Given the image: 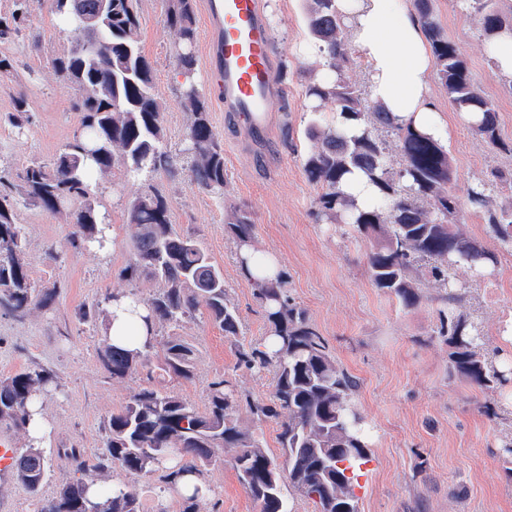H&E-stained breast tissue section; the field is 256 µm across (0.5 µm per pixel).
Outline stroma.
<instances>
[{"label": "stroma", "instance_id": "obj_1", "mask_svg": "<svg viewBox=\"0 0 512 512\" xmlns=\"http://www.w3.org/2000/svg\"><path fill=\"white\" fill-rule=\"evenodd\" d=\"M273 32L277 66L287 69L267 138L249 140L239 119L223 111L207 69L208 23L197 11L198 65L195 78L207 91L213 128L224 145L229 186L224 193L201 190L191 180L183 152L189 115L179 104L182 77L174 54L175 36L164 22L163 0H141L140 40L155 68V90L165 102L169 173L102 178L112 226V246L97 252L73 244L67 216L19 203L23 259L34 288L60 284L55 304L31 307L24 318L0 313V377L29 369L51 371L55 382L40 397L49 426L43 443L48 478L43 497L53 496L73 467L65 449L79 448L95 456L105 451V426L140 387L151 385L205 409L209 386L232 377L239 392L269 400L273 374L237 368L236 341L262 340L267 322L252 288L242 279L236 246L225 231L233 206L244 204L255 221V245L277 251L284 262L293 302L303 308L328 342L337 362L353 375L358 388L355 407L368 430L372 457L359 479L360 512H512V457L502 456L512 439V247L491 233L483 213L465 211L460 230L496 256L484 277L459 269L455 282L467 283L457 312L472 323L489 362L507 379L479 390L448 373V346L436 334L444 293L427 273H420L419 303L411 308L381 294L371 283L367 254L370 242L340 224L316 217L319 189L310 183L303 160L314 143L307 136L312 122L330 121V110L311 111L301 86L302 71L312 57L302 51L312 37L305 0H262ZM449 39L464 53L473 81L495 101L501 138L512 140V94L486 52L475 18L457 0H432ZM74 32L60 24L52 0H36L26 35L12 44L17 76L0 75V174L15 178L21 166L36 158L53 163L80 130L74 109L75 91L51 64L67 49ZM431 100L446 119L454 184L458 195L485 179L491 169H512V156L495 150L448 103L439 84H431ZM26 93L32 118L24 131L6 120L17 93ZM160 191L169 203L172 224L182 234L199 238L224 272L227 295L242 319L239 340L225 338L206 311L175 329L163 328L158 341L177 335L196 353L192 379L139 372L112 378L100 351L106 336L105 317L87 321L91 306L108 309L114 294L135 293L151 299L153 285H131L120 277L129 257L130 227L125 203L139 194ZM207 495L197 512H257L230 464L208 468L201 476ZM98 483L132 485L144 512H180L181 500L163 472L131 476L118 469L98 476Z\"/></svg>", "mask_w": 512, "mask_h": 512}]
</instances>
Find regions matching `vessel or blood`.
I'll list each match as a JSON object with an SVG mask.
<instances>
[{"instance_id":"obj_1","label":"vessel or blood","mask_w":512,"mask_h":512,"mask_svg":"<svg viewBox=\"0 0 512 512\" xmlns=\"http://www.w3.org/2000/svg\"><path fill=\"white\" fill-rule=\"evenodd\" d=\"M205 11L217 96L250 137L265 136L280 88L262 0H205Z\"/></svg>"}]
</instances>
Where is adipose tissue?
Wrapping results in <instances>:
<instances>
[{"label":"adipose tissue","mask_w":512,"mask_h":512,"mask_svg":"<svg viewBox=\"0 0 512 512\" xmlns=\"http://www.w3.org/2000/svg\"><path fill=\"white\" fill-rule=\"evenodd\" d=\"M348 41L367 67L370 101L394 121L447 142L449 129L429 89L434 66L428 40L405 0H338ZM148 311L135 296L120 295L109 307L113 345L144 351L154 335Z\"/></svg>","instance_id":"obj_1"}]
</instances>
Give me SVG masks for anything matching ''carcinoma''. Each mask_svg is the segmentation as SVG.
<instances>
[{"label": "carcinoma", "mask_w": 512, "mask_h": 512, "mask_svg": "<svg viewBox=\"0 0 512 512\" xmlns=\"http://www.w3.org/2000/svg\"><path fill=\"white\" fill-rule=\"evenodd\" d=\"M434 56V78L460 113L479 112L473 126L498 151L512 155V142L498 133L492 99L475 87L459 46L445 36L436 20L432 0H414ZM500 0H461L472 14L485 42L502 31L512 32V20L503 16ZM101 0H53V12L80 34L73 45L52 60V65L77 94L81 131L52 164L31 160L17 173L15 185L0 177V311L22 317L34 303L50 307L59 287L35 291L22 260L24 238L18 224L13 191L49 212H70L72 240L84 246L101 245L108 226L106 212L91 197L88 180L120 168L129 176L171 170L163 125L165 104L157 97L153 66L140 46L138 0H112L105 22L90 28L81 17L95 16ZM165 22L176 35L174 52L183 82L180 105L190 114L185 133L191 180L198 188L224 193L229 185L224 147L210 121L203 89L194 79L197 40L196 0H165ZM33 0H14L8 14H0V45L16 42L27 28ZM307 25L320 44L335 78L316 81V71L304 75V94L318 105L329 104L363 122L360 135L346 137L326 123L307 130L315 146L303 159L310 182L320 188L318 216L342 224L370 239L367 255L375 288L403 307L420 299L416 273L428 266L429 276L448 289L442 297L437 334L448 344V370L478 389L500 381L499 373L481 354L475 326L455 312L465 285H451L450 271L467 267L485 271L494 256L465 237L458 223L468 207L486 215L492 234L512 245V203L491 206L489 186L512 181V170L494 168L487 178L468 189L466 200L453 190L448 151L433 137L395 123L388 113L372 106L366 91L350 83L345 71L353 62L336 0H307ZM31 101L20 92L13 100L9 120L21 129L29 122ZM395 138L400 166L388 162L389 142ZM96 165L86 169L85 158ZM357 169L377 185L383 197L378 206L357 210L342 189L345 174ZM127 221L133 228L130 259L121 269L125 280H151L157 292L148 307L155 325H178L205 304L209 318L236 337L242 327L237 307L229 300L224 273L211 261L202 243L180 234L171 223L166 198L159 192L127 202ZM254 217L245 205L227 216L226 230L235 245L255 244ZM263 309L268 332L280 348L273 354L264 342L240 345L236 365L250 371L269 370L274 392L268 402L240 394L231 379L210 385L208 406L201 412L185 399L145 386L108 420L105 457H89L76 448L68 455L75 476L61 480L56 494L42 498L47 460L31 443L14 449L12 476L38 500V512H142L136 490L124 483L96 485L93 473L112 466L128 475L159 469L176 483L184 470L198 475L228 454L237 477L261 512H290L288 495L312 500L317 512H359L358 471L369 462L371 450L361 418L352 403L357 382L337 363L324 336L304 310L288 295V280L252 286ZM147 351L133 354L105 342L101 359L114 379H124L150 361ZM158 368L189 380L194 375L195 349L170 337L157 356ZM53 382L46 370H25L0 378V428L25 429L37 399ZM246 410L258 421L287 416L281 423L279 443L288 469L289 484L281 482L278 458L269 454L259 436L240 418Z\"/></svg>", "instance_id": "obj_1"}]
</instances>
